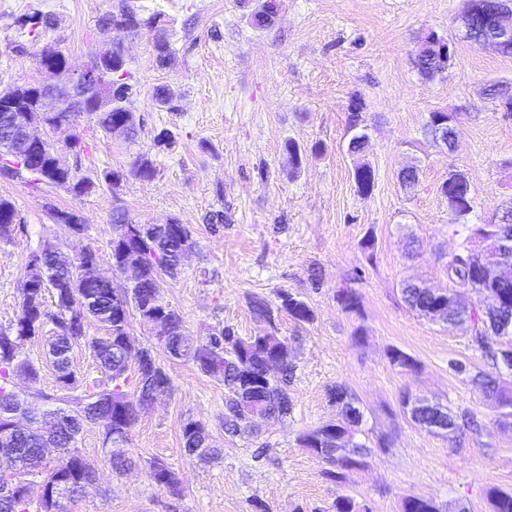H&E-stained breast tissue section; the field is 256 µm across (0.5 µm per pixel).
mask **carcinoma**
I'll use <instances>...</instances> for the list:
<instances>
[{
	"mask_svg": "<svg viewBox=\"0 0 512 512\" xmlns=\"http://www.w3.org/2000/svg\"><path fill=\"white\" fill-rule=\"evenodd\" d=\"M470 7L474 37L494 34L492 14L495 0H467ZM125 23L124 30L138 32L147 25L138 13L126 7L112 14L106 21L115 19ZM22 24L37 37L55 25L50 16L36 10L22 15ZM454 55L443 54L440 47L422 36L416 47L415 63L418 73L426 80L442 75L451 66ZM112 84L90 89V97L82 112L94 117L96 126L106 135L119 124H125V139L132 140L137 126L128 123L132 85H127L124 95L112 97ZM348 129L352 132L347 149L352 155L363 153L367 140L366 125L358 104L351 106ZM15 168L27 175V181L37 187L41 184L57 187L81 197L90 194L98 183L91 178L71 174H55L48 155L19 164ZM155 174L152 160L146 154L138 156L129 175L150 179ZM353 179L358 193L367 195L375 185V174L367 162L355 164ZM448 200V214L452 223L467 232L460 252L448 262V278L455 289L448 292L452 304L448 317L458 325H468L476 349L492 361L491 370L479 371L477 389L486 399L495 402L500 416L512 417V392L503 384L500 347L488 343L484 332L498 323L500 316H512V280L497 284L503 303L496 309L482 310L471 299L478 293L482 272L489 269L500 253H486L484 259L472 255L468 233L479 231L495 236L507 243L505 253L512 257V207L503 210L487 224H467L474 209V196L470 184L459 181L448 172L440 187ZM16 215L13 203L0 198V241L11 239L14 227L10 221ZM193 247L185 225L176 221L169 224H132L124 211L112 213V237L109 258L114 267L133 260L140 264L143 276L137 285L116 287L111 279L82 282V261L61 251L45 254L38 272H26L31 289L20 298V316L15 324L0 328V430L10 426L15 414L24 412V401L14 393L13 379H27L31 395L44 401L48 412L58 419V427L48 438L35 431L0 435V448H23L26 451V473L30 479L44 483L47 498L35 503L21 489L11 498L0 499V512H57L55 493L62 488L76 490V498L94 494L98 486L86 481L79 460V436L85 427L98 425L103 429V447L110 449L127 442L129 430L146 408L156 384H170V377L157 360L156 348H161L171 360L191 361L204 374L216 378L224 385V434L235 438L253 431L250 421L253 412L274 417H286L293 408L289 386L294 380L296 362L290 354L288 339L279 335L281 316L286 314L297 323L313 320L308 302L298 295L279 292L276 299L252 296L248 308L257 322H264L271 331L264 335L241 337L225 327L211 333L204 342L197 343L184 332V321L163 299V276L177 274L182 253ZM400 294L405 305L419 315H428L439 302L423 286L413 280L400 284ZM51 301H46V298ZM337 302L347 313L360 310L359 295L342 288L337 291ZM136 312L141 322L153 313L166 315L172 327L171 335L157 337V345L132 348L126 343L130 335L131 312ZM74 320L88 328L94 322L105 330L103 336H90L82 332H67L65 322ZM52 325L44 331L46 325ZM39 342L45 348V360L55 371L58 389L47 394L40 388L43 362L23 355L27 343ZM85 346L96 359L105 377L102 383L82 385L72 366L74 348ZM281 359V373L274 379L267 378V360ZM339 406V419L327 423L302 436L305 447L311 449L325 464L328 477L336 480L345 471L364 464L371 450L364 442L356 440V433L363 420L358 402L341 386L332 391ZM58 448L56 460L49 461L41 449ZM182 452L191 460L204 461L219 454L210 443L204 424L188 421L182 426ZM154 482L171 494L180 493L179 479L165 464L150 465ZM490 512H512V491H489ZM403 512H441L435 502L420 497L408 498Z\"/></svg>",
	"mask_w": 512,
	"mask_h": 512,
	"instance_id": "carcinoma-1",
	"label": "carcinoma"
}]
</instances>
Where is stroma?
Returning <instances> with one entry per match:
<instances>
[{
    "label": "stroma",
    "instance_id": "1",
    "mask_svg": "<svg viewBox=\"0 0 512 512\" xmlns=\"http://www.w3.org/2000/svg\"><path fill=\"white\" fill-rule=\"evenodd\" d=\"M464 4L281 0L273 24L258 29V0H0V89L57 84L39 65L43 44L77 69L118 43L140 119L130 144L106 136L88 115L79 119L86 154L55 143L62 162L83 175L123 172L118 185L77 197L0 179V198L19 216L11 240L0 243V328L19 317L25 266L45 244L71 254L93 248L99 273L126 284L106 259L116 209L137 224L175 220L189 229L195 245L177 274L164 277L162 295L195 341L226 326L242 337L260 333L247 307L254 294H297L314 314L307 324L280 322L297 364L291 415L260 422L254 436L228 437L222 383L192 362L165 361L171 385L140 414L124 447L135 467L113 474L101 427L85 428L79 450L101 491L72 504V512H331L341 495L370 512H401L409 497L433 500L443 512H489V490H512V425L500 426L468 376L450 367L459 358L475 373L488 370L487 360L471 348L467 330L418 316L399 291L409 278L452 287L448 263L462 235L440 194L449 171L470 182L471 223H488L512 203V113L485 93L490 83H512V57L455 38ZM124 6L149 26L133 34L106 25L105 16ZM34 9L58 20L38 39L16 22ZM429 31L455 40L451 66L431 81L414 64L416 43ZM160 38L171 49L164 66L153 52ZM18 44L25 54L14 53ZM162 85L174 90L172 105L155 100ZM354 103L370 136L364 159L375 171L366 197L354 187L347 151ZM438 110L460 118L454 150L425 128ZM164 130L173 133L172 146H156ZM290 141L304 149L296 168ZM318 142L324 153L312 152ZM143 153L155 166L149 180L128 174ZM412 164L419 182L407 190L398 175ZM52 206L80 211L84 232L55 223ZM219 211L225 227L215 233L206 219ZM341 288L359 294L360 313L341 309ZM394 348L412 356L417 370L391 365ZM338 385L357 399L364 414L357 438L372 453L362 468L334 480L301 437L336 420L331 390ZM407 394L457 416L474 414L482 434L465 433L457 443L426 431L404 413ZM189 420L206 426L222 450L218 460L183 455L181 427ZM154 461L176 472L180 495L151 480Z\"/></svg>",
    "mask_w": 512,
    "mask_h": 512
}]
</instances>
